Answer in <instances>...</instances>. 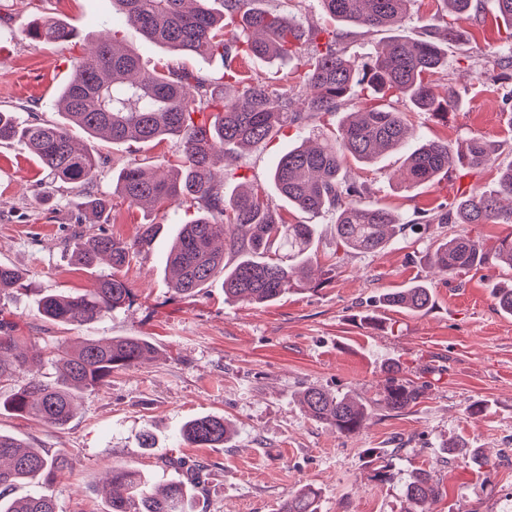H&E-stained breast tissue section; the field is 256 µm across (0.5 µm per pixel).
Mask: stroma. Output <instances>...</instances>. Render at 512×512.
Wrapping results in <instances>:
<instances>
[{"instance_id":"1","label":"stroma","mask_w":512,"mask_h":512,"mask_svg":"<svg viewBox=\"0 0 512 512\" xmlns=\"http://www.w3.org/2000/svg\"><path fill=\"white\" fill-rule=\"evenodd\" d=\"M64 21L74 36L63 43H39L23 33L38 15ZM112 0H0V110L58 121L53 102L73 73V63L104 31ZM119 39L132 46L145 68L187 67L209 75L234 70L238 78L284 87L294 62L239 56L182 57L116 24ZM461 44L447 48L448 67L437 74L435 91L448 86L462 93L447 120L423 112L409 119L428 139L456 144L480 135L498 147L497 167L472 179L450 168L439 182L413 190L396 177L404 152L375 164L347 160L350 178L367 184L373 199L405 222L477 186L496 185L497 168L512 163V84L499 80L492 56L505 29L493 8L467 23ZM303 130L288 127L266 147L227 159L237 174L228 189L259 184L270 190L275 159L297 146ZM78 143L100 158L93 190L112 198L106 224L94 223L82 201L87 192L50 183L39 160L24 146L0 144V264L18 269L22 279L0 310L18 322L32 353L45 352L56 337L75 345L86 340L140 336L154 356L113 373L99 389L85 393L77 415L64 427L42 425L0 411V431L44 449L64 453L69 470L53 481L17 486L15 495L51 497L57 512H105L107 473L116 465L139 469L151 484L177 479L169 464L178 458L198 465L204 480L195 512H278L289 495L309 486L319 492L318 512H404V487L419 469L431 472L439 497L427 512H512V316L500 312L495 288L512 282V269L497 266L456 278L435 274L429 254L443 238L469 236L494 241L512 234V224H433L408 232L376 254L349 253L333 266L335 218L310 216L269 198L291 223L315 224V285L292 289L268 305L224 299L222 278L191 296L171 289L165 255L177 231L173 212L129 205L112 193L116 173L129 163L156 169L179 152L173 139L134 146L86 138ZM155 227L150 251L130 258L120 270L102 260L95 267L75 264L73 231L83 227L123 240L143 225ZM118 274L132 301L106 317L81 326L46 323L37 313L49 292L83 294L104 275ZM427 283L433 307L426 312L377 306L380 295L414 282ZM376 316L378 325L368 323ZM400 379L421 385L415 406L391 412L376 408L362 431L337 434L312 419L298 402L307 387L372 399L381 391L387 364ZM486 410L471 417L469 408ZM218 414L232 425L220 448L178 447L186 421ZM155 438L152 450L140 446L143 429ZM379 448L383 459L368 457ZM487 456L485 472L474 460ZM387 466L388 477L375 471Z\"/></svg>"}]
</instances>
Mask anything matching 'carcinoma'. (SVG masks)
I'll return each mask as SVG.
<instances>
[{"mask_svg": "<svg viewBox=\"0 0 512 512\" xmlns=\"http://www.w3.org/2000/svg\"><path fill=\"white\" fill-rule=\"evenodd\" d=\"M209 0H112V12L145 38L186 55L218 53L233 59L241 54L261 60L296 58L295 71L286 88L260 81L242 83L236 95L227 92L224 79L185 70H145L139 56L122 40L106 33L84 56L76 59L71 78L59 89L56 106L61 122L20 121L13 112L0 111V143L19 141L40 160L51 181L90 188L97 182L100 160L76 146L72 130L112 143H146L175 139L180 152L166 161L165 173L149 174L130 164L116 177V188L131 205L148 204L157 210H177L190 201L196 214L181 224L166 257L174 274L173 289L193 294L216 274H224V299L264 304L288 290L309 282L313 262L315 225L291 224L265 198L259 185L227 195L228 174L218 169L224 156L249 147L259 148L288 125L303 129L327 115L345 109L354 100L362 107L348 112L336 134H322L319 144H300L281 156L271 170L278 194L297 210L318 215L335 211V264L349 252L378 253L406 228L382 204L370 200V189L342 174L347 157L372 164L384 154L417 136L399 108L403 101L420 112L445 119L460 92L448 85L441 97L434 91L435 76L448 65L445 50L435 37L434 24L422 25L423 36H394L363 58L349 55L347 33L328 27H304L291 12L257 9L253 0H223L224 11L214 12ZM411 0H320L335 21L364 33L394 30L404 22ZM450 20L443 22L446 43L466 36L463 23L480 11L482 0H442ZM34 41L59 42L71 37L58 21L35 19L25 32ZM497 66L512 70V31L499 48ZM496 161L494 145L471 136L458 146L441 140H422L407 154L401 173L406 189L438 181L454 162L474 175ZM512 164L498 169L497 189L475 188L434 214L421 216L424 224H512ZM97 219L111 208L106 197L84 202ZM154 225L143 226L133 241L96 234L75 251V261L92 267L106 255L112 268L122 267L135 253L152 245ZM431 265L443 275L457 277L471 270L492 268L501 262L512 267V238L489 245L482 240L454 236L437 243ZM21 280L20 273L0 265V296ZM131 289L110 274L100 277L89 292L64 296L45 294L37 312L45 321L77 326L99 320L131 301ZM499 310L512 315V286L495 289ZM432 291L415 283L386 293L380 304L426 312ZM23 337L18 324L0 319V384L25 375L28 381L0 401L3 409L48 426L63 427L76 416V404L86 391L109 382L112 372L135 366L153 346L140 336H117L106 341L88 340L74 348L58 340L46 357L30 358L19 351ZM58 367L55 379L41 378L44 361ZM424 387L392 376L374 400L330 394L308 387L302 401L316 421L349 437L358 434L375 407L402 411L414 406ZM229 438L224 417L204 415L187 422L180 444L192 448H217ZM62 453L46 454L15 437L0 433V512H56L55 503L39 494L14 498L7 491L36 479L51 480L69 469ZM107 512H193L192 492L173 480L158 490L131 466H114L107 478ZM440 493L426 470L408 481L406 512H425L423 505ZM318 492L310 487L291 495L280 512H318Z\"/></svg>", "mask_w": 512, "mask_h": 512, "instance_id": "carcinoma-1", "label": "carcinoma"}]
</instances>
